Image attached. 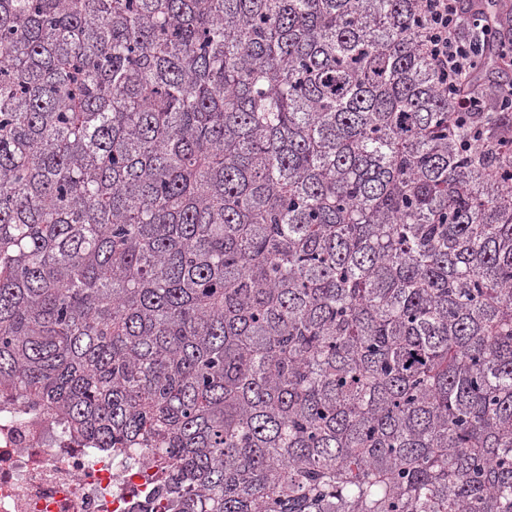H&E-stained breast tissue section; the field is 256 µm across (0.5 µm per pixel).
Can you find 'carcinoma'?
I'll return each instance as SVG.
<instances>
[{"mask_svg":"<svg viewBox=\"0 0 512 512\" xmlns=\"http://www.w3.org/2000/svg\"><path fill=\"white\" fill-rule=\"evenodd\" d=\"M417 0H0V397L168 512H512V101ZM425 29L423 48L448 90L455 112H473L484 100V85L477 77L472 45L460 38L466 28H478L475 12L461 0H419Z\"/></svg>","mask_w":512,"mask_h":512,"instance_id":"cac0c4a2","label":"carcinoma"}]
</instances>
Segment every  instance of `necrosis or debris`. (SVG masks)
Wrapping results in <instances>:
<instances>
[{
  "instance_id": "necrosis-or-debris-1",
  "label": "necrosis or debris",
  "mask_w": 512,
  "mask_h": 512,
  "mask_svg": "<svg viewBox=\"0 0 512 512\" xmlns=\"http://www.w3.org/2000/svg\"><path fill=\"white\" fill-rule=\"evenodd\" d=\"M154 457L113 456L50 419L0 409V512H163Z\"/></svg>"
}]
</instances>
